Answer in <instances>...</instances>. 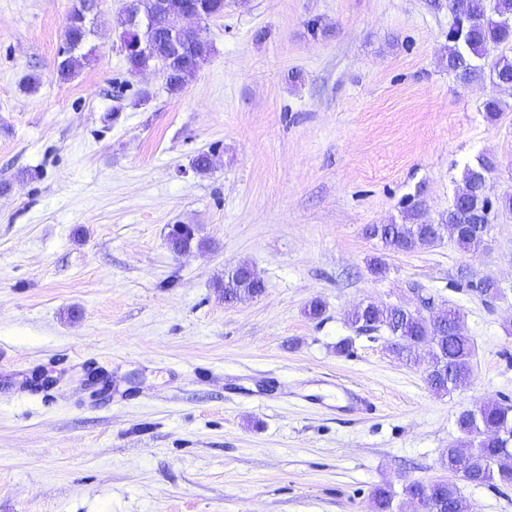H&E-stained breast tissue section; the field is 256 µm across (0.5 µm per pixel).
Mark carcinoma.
I'll return each mask as SVG.
<instances>
[{
  "mask_svg": "<svg viewBox=\"0 0 512 512\" xmlns=\"http://www.w3.org/2000/svg\"><path fill=\"white\" fill-rule=\"evenodd\" d=\"M96 2L79 0V6L71 13L64 34V58L57 64V73L62 78L69 77L82 61L88 60V56L76 57L74 53L86 40V15L96 7ZM162 3L159 9L157 0H133L132 10L138 21L133 25L126 19L122 21L123 41L135 46L126 53V60L133 71L151 67L159 59L165 60L167 89L177 94L211 57L213 45L186 31L182 38L192 46V51L172 53L165 24L168 18L185 12L189 0H162ZM448 11L453 21L448 28V70L463 84L488 76L499 86L512 89V55L505 53L507 49L512 51V0H448ZM491 49L500 50V55L486 71L481 60ZM494 169L495 162L484 156L465 165L459 191L468 198V208L462 210L451 203L437 220V224L447 226L448 236L471 254L478 253L480 247L481 235L476 225L487 226L499 213L512 212L511 195L490 200L477 192ZM366 234L402 251L433 247L441 242V237L432 232V225L421 221L416 206L407 210L404 223L373 225L366 229ZM194 241L203 246V241L195 240L192 228L181 227L173 233L170 247L175 252L187 250ZM249 269V264L241 263L224 275V281L217 282V287L224 289V297L242 299L264 291L263 281L251 278ZM351 323L363 331L387 330L391 336V353L406 363L416 361L419 350L428 348L430 365L426 383L438 395L450 393L470 377L474 341L466 333L459 313L452 309L440 323L410 309L367 303L354 309ZM457 427L460 436L448 447V469L472 485L512 488V467L500 469L495 465L503 452L512 449V403L478 401L459 413ZM404 496L412 512H422L424 508L428 512H457L453 506L462 501L452 480L418 482L414 488L404 489ZM394 498L392 490L377 489L376 512H393Z\"/></svg>",
  "mask_w": 512,
  "mask_h": 512,
  "instance_id": "1",
  "label": "carcinoma"
}]
</instances>
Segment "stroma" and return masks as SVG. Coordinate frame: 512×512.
Returning <instances> with one entry per match:
<instances>
[{
  "label": "stroma",
  "instance_id": "stroma-1",
  "mask_svg": "<svg viewBox=\"0 0 512 512\" xmlns=\"http://www.w3.org/2000/svg\"><path fill=\"white\" fill-rule=\"evenodd\" d=\"M127 3L98 0L62 79L76 0H0V512H374L375 487L447 476L458 413L512 402V214L476 255L365 229L436 218L482 154L512 194V91L449 72L433 0H224L174 95L131 72ZM175 224L205 247L174 253ZM243 262L265 290L226 302ZM418 291L474 340L447 395L348 322ZM340 380L373 411L337 412ZM458 487L467 512H512V489ZM420 211L414 206L407 210L404 223L373 225L366 229V234L379 238L386 247L402 251L433 247L443 238L432 232L434 224L421 221Z\"/></svg>",
  "mask_w": 512,
  "mask_h": 512
}]
</instances>
